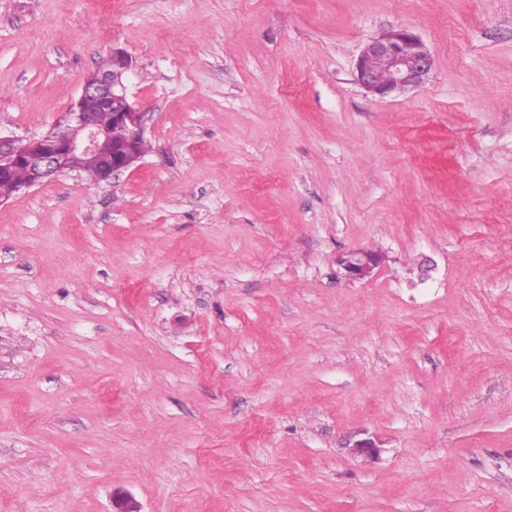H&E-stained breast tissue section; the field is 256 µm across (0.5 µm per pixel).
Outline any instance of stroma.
I'll return each instance as SVG.
<instances>
[{
    "instance_id": "obj_1",
    "label": "stroma",
    "mask_w": 512,
    "mask_h": 512,
    "mask_svg": "<svg viewBox=\"0 0 512 512\" xmlns=\"http://www.w3.org/2000/svg\"><path fill=\"white\" fill-rule=\"evenodd\" d=\"M116 48L151 151L0 203V512H512V0H0V132ZM434 60L421 39L406 29L371 39L356 63V80L369 94L385 97L425 83ZM378 263V256L365 252H351L341 259L345 275L351 280H360L367 277Z\"/></svg>"
}]
</instances>
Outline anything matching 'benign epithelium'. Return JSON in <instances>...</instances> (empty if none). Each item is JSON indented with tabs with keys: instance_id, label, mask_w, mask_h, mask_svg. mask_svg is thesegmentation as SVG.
<instances>
[{
	"instance_id": "1",
	"label": "benign epithelium",
	"mask_w": 512,
	"mask_h": 512,
	"mask_svg": "<svg viewBox=\"0 0 512 512\" xmlns=\"http://www.w3.org/2000/svg\"><path fill=\"white\" fill-rule=\"evenodd\" d=\"M112 57L123 59L121 67L91 74L80 95L45 134L34 138L0 134V168L24 165L29 177L22 189L61 174H80L86 158L102 156L114 129L124 133L122 144L101 162L96 181H108L142 158L138 145L145 140L144 113L130 101L124 83L134 62L121 49L112 50ZM433 65L432 55L418 36L407 29L391 30L365 44L356 63V80L366 92L385 97L421 86ZM101 108L112 109L111 125L98 121ZM378 263L379 257L365 252H351L341 259L351 280L367 277Z\"/></svg>"
}]
</instances>
